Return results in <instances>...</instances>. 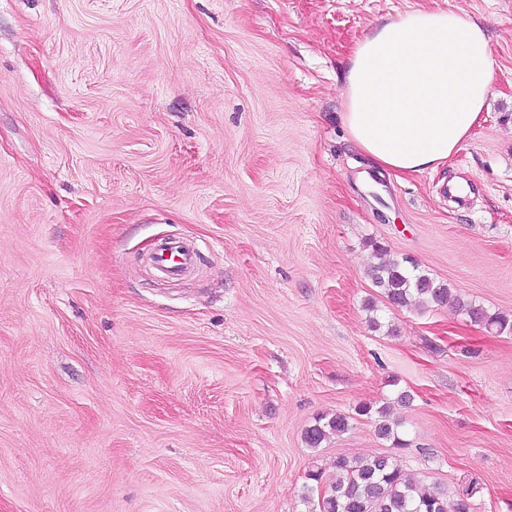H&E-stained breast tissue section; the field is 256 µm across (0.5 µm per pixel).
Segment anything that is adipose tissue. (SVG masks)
<instances>
[{"label":"adipose tissue","instance_id":"1","mask_svg":"<svg viewBox=\"0 0 512 512\" xmlns=\"http://www.w3.org/2000/svg\"><path fill=\"white\" fill-rule=\"evenodd\" d=\"M493 93L483 27L453 10H411L352 50L342 119L374 166L402 175L444 164Z\"/></svg>","mask_w":512,"mask_h":512}]
</instances>
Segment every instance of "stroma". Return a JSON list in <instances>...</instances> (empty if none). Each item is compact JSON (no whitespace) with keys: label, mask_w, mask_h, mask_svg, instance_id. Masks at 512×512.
<instances>
[{"label":"stroma","mask_w":512,"mask_h":512,"mask_svg":"<svg viewBox=\"0 0 512 512\" xmlns=\"http://www.w3.org/2000/svg\"><path fill=\"white\" fill-rule=\"evenodd\" d=\"M411 8L484 26L494 94L399 178L340 114ZM376 242L512 314V0H0V512H312L310 466L390 452L512 512V335L387 304ZM401 391L409 448L367 417L306 446ZM194 258L190 245H167L166 250L159 251L157 263L160 271L165 274H178L188 269ZM354 417L342 413L333 415L322 414L315 419V423L304 432V442L308 448H320L322 443L333 435L340 436L351 427Z\"/></svg>","instance_id":"35a3bbf8"}]
</instances>
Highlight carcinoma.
<instances>
[{
    "label": "carcinoma",
    "mask_w": 512,
    "mask_h": 512,
    "mask_svg": "<svg viewBox=\"0 0 512 512\" xmlns=\"http://www.w3.org/2000/svg\"><path fill=\"white\" fill-rule=\"evenodd\" d=\"M381 261L373 265L368 275L373 285L380 289L385 301L397 308L417 307L424 310L432 305L448 302L451 288L418 270L395 261L382 259L387 249L374 245ZM469 320L497 335H512V314L491 312L483 305L458 300ZM411 396L406 391L379 406L361 403L355 408L359 416L374 418L375 432L379 439L390 443L394 449H404L402 423L394 419V405H407ZM352 416L336 413L322 414L304 432L307 447L316 449L333 435L340 436L351 427ZM306 478L307 493L318 494L319 512H447V502L437 488L425 487L405 474L389 454L339 457L336 473L326 479L323 472L311 467Z\"/></svg>",
    "instance_id": "obj_1"
}]
</instances>
